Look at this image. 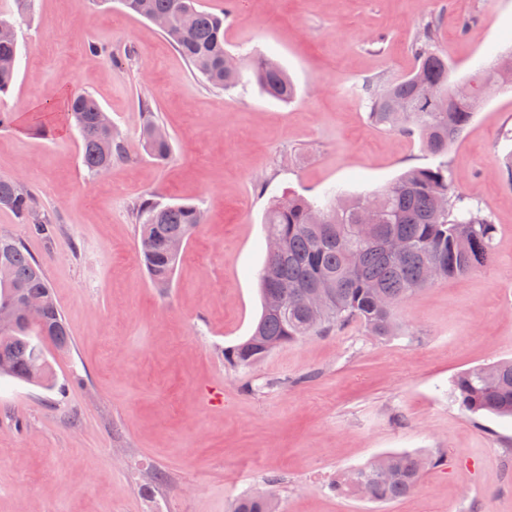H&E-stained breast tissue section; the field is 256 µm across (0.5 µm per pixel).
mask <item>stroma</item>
I'll list each match as a JSON object with an SVG mask.
<instances>
[{
	"instance_id": "stroma-1",
	"label": "stroma",
	"mask_w": 512,
	"mask_h": 512,
	"mask_svg": "<svg viewBox=\"0 0 512 512\" xmlns=\"http://www.w3.org/2000/svg\"><path fill=\"white\" fill-rule=\"evenodd\" d=\"M199 3L223 13L231 53L288 70L292 103L249 80L212 89L119 0H32L16 20L0 176L56 224L47 238L0 211V234L42 263L73 346L49 352L55 389L0 377V512H228L269 489L279 512H512V419L470 415L451 396L457 373L512 358V89L487 96L448 149L454 189L496 228L483 266L402 304L401 335L353 320L249 367L224 359L262 313L272 196L364 195L433 163L418 136L370 122L360 85L411 74L434 17L451 83L470 81L512 48V0ZM69 92L94 96L125 143L106 176L81 164L60 113ZM145 99L171 136L168 163L140 147ZM150 193L205 212L165 289L137 252L133 208ZM399 452L438 460L408 496L337 491L346 471Z\"/></svg>"
}]
</instances>
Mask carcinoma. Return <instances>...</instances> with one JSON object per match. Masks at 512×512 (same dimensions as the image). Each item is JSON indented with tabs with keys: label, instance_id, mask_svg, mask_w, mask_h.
<instances>
[{
	"label": "carcinoma",
	"instance_id": "1",
	"mask_svg": "<svg viewBox=\"0 0 512 512\" xmlns=\"http://www.w3.org/2000/svg\"><path fill=\"white\" fill-rule=\"evenodd\" d=\"M127 13L146 20L166 16L173 26L163 32L188 62L193 74L214 89L227 91L241 81V66L225 63L224 13L201 8L199 0H121ZM438 21L425 24L416 43L419 67L395 81L368 80L362 93L370 102L371 121L392 131L418 134L437 162L412 169L383 190L364 197L335 194L318 205L295 194L274 197L264 218L267 237L277 238L282 249L267 255L260 272L262 300L271 292L279 307L263 308L252 334L224 349V359L249 367L277 347L310 335L326 334L350 320L360 321L371 335L395 336L399 305L430 284L427 270L436 266L440 278H458L489 259L495 225L474 212L467 198L456 192L448 178V146L458 139L484 100L480 88L512 87V53L498 55L474 79L466 96L450 95L448 62L432 47ZM17 40L0 39V98L13 85L19 60ZM248 70L270 98L289 102L295 87L283 66L264 54L248 60ZM64 117L80 137L82 164L90 175L104 164L121 158L125 144L112 129L99 124L101 105L87 93L65 96ZM140 142L158 162L172 155L171 139L155 141L160 126L148 103L141 106ZM369 207L374 223L363 231L358 214ZM0 210L12 213L38 233L52 230V218L37 209L30 192L15 178L0 176ZM203 220L193 203H164L155 195L143 197L135 207L139 224L138 255L156 288L170 287L179 256L167 248L171 238L190 240ZM411 245L404 255L388 249L392 237ZM322 291L327 303L314 313L305 297ZM37 295L43 301L38 323L0 326V376L45 388L54 375L45 342L58 351L73 345L62 312L49 286L41 262L18 239L0 235V303L14 291ZM43 361L41 376L30 377V367ZM451 394L462 410L472 415L512 416V359L473 367L452 380ZM419 453H393L364 467L347 471L336 489L386 503L406 497L419 484L423 472L434 465ZM229 512H277L272 494L236 499Z\"/></svg>",
	"mask_w": 512,
	"mask_h": 512
}]
</instances>
